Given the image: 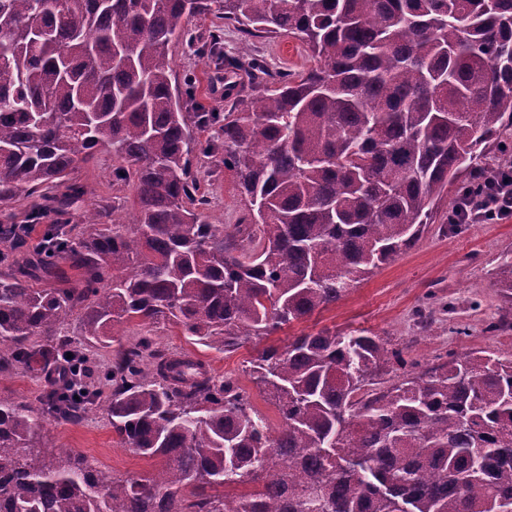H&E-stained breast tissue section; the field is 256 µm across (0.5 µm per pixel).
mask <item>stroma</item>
<instances>
[{
    "label": "stroma",
    "instance_id": "35a3bbf8",
    "mask_svg": "<svg viewBox=\"0 0 512 512\" xmlns=\"http://www.w3.org/2000/svg\"><path fill=\"white\" fill-rule=\"evenodd\" d=\"M216 30L223 34L224 55L248 54L262 59L270 74L299 70L308 64L303 46H296L292 56H285L284 37L263 33L244 37L236 28L225 25L218 13L202 16L193 23L198 36L205 37ZM172 57L173 87L194 80L197 103L213 112L231 108L233 101L224 88L232 82L233 75L225 70L222 62L184 45L175 46ZM112 165L111 154L101 152L79 170L88 188L86 201L99 207L106 224L111 223L113 212L127 209L124 192L112 188ZM199 176L210 195L213 223H238L244 203L230 174L216 169L200 171ZM507 254H512V219L498 224L455 225L448 221V202L443 199L438 201L431 224L413 247L356 284L335 306L284 326L267 338L245 339L234 350L222 353L192 343L166 323L144 327L133 322L125 325L121 335L112 341L97 344L78 336L75 324H68L67 331L98 366L99 371L94 375L96 388H105L102 370L119 347L134 344L146 336L161 350L195 355L209 366L216 378L238 379L254 408L276 430L281 424L280 417L260 394L248 369L263 348L284 347L304 332L328 328L387 336L396 348L402 349L406 363L419 364L423 369L452 352L512 354V329L495 332L489 329L501 317L512 319V300L505 299L493 284L496 267ZM428 306L435 309L436 322L426 336L417 313ZM40 444L45 448L74 449L120 478L139 477L152 467L151 461L120 442L102 405L78 423L46 419L40 431Z\"/></svg>",
    "mask_w": 512,
    "mask_h": 512
}]
</instances>
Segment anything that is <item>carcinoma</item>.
<instances>
[{
    "label": "carcinoma",
    "mask_w": 512,
    "mask_h": 512,
    "mask_svg": "<svg viewBox=\"0 0 512 512\" xmlns=\"http://www.w3.org/2000/svg\"><path fill=\"white\" fill-rule=\"evenodd\" d=\"M218 11L246 35L288 36L309 65L227 112H189L171 48ZM253 82L260 59L227 60ZM512 123V0H0V239L33 259L0 271V374L35 371L39 408L0 396V512H498L512 507V355L454 353L385 389L404 365L379 335L328 329L269 346L251 375L272 432L230 378L147 338L107 367L112 429L159 467L122 479L38 445L49 417L98 403L86 370L63 383L62 327L97 342L160 320L217 351L271 336L340 301L395 259L457 195L501 166ZM215 130L204 142L197 131ZM112 154L130 218L78 213L76 176ZM232 173L239 223L210 222L193 159ZM85 229L73 235L75 228ZM69 287H35L60 261ZM512 298V256L496 271Z\"/></svg>",
    "instance_id": "cac0c4a2"
}]
</instances>
